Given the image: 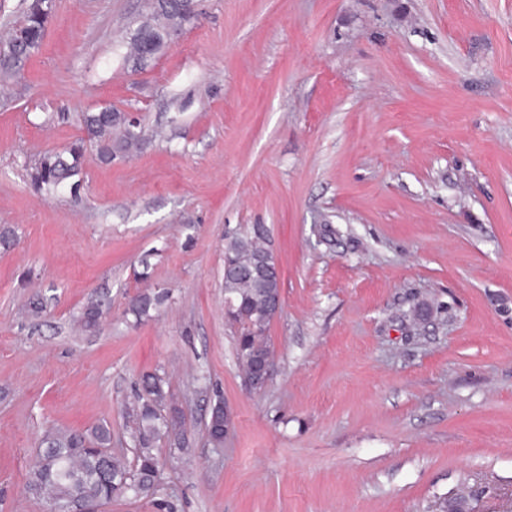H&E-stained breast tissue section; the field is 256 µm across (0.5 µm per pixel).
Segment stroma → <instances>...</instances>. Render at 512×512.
Segmentation results:
<instances>
[{"label":"stroma","mask_w":512,"mask_h":512,"mask_svg":"<svg viewBox=\"0 0 512 512\" xmlns=\"http://www.w3.org/2000/svg\"><path fill=\"white\" fill-rule=\"evenodd\" d=\"M141 9L56 0L0 96V512H47L27 479L49 429L106 423L131 454L153 371L183 411L186 447L156 445L177 512H440L461 491L512 512V0H199L142 70L118 46ZM105 106L141 150L35 193L38 155ZM256 224L283 284L260 392L224 317V243ZM148 289L170 299L135 321Z\"/></svg>","instance_id":"obj_1"}]
</instances>
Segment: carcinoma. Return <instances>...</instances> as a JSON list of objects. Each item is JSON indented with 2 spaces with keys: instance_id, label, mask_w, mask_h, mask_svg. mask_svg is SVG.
Masks as SVG:
<instances>
[{
  "instance_id": "cac0c4a2",
  "label": "carcinoma",
  "mask_w": 512,
  "mask_h": 512,
  "mask_svg": "<svg viewBox=\"0 0 512 512\" xmlns=\"http://www.w3.org/2000/svg\"><path fill=\"white\" fill-rule=\"evenodd\" d=\"M50 14L30 4L22 15L0 32V83L20 75L24 63L42 46ZM190 17L181 0H148L146 12L137 19L128 37L127 60L139 67L162 54L168 37L180 30ZM151 36L149 47L140 46L141 34ZM81 124L87 138H79L60 151H47L34 162L30 183L35 191L55 194L65 186L76 190L74 178L82 171L87 147L97 158L110 163L137 152L143 141L140 123L123 111L108 107L106 112H85ZM267 231L253 227L224 244V302L230 314L242 322L236 336V354L249 377L260 376L271 365L272 353L267 329L276 316V296L281 288L277 271L265 279L252 275L257 259L268 250ZM170 298L167 291L143 292L130 302L128 311L136 319L151 316ZM102 310L91 303L78 320L84 330L97 331ZM137 399L126 406L125 419L135 443V455L127 460L110 451L112 430L104 425L89 433L53 430L45 434L44 448L28 477V488L43 497L49 506L67 505L72 509H92L99 504L125 496L130 487L134 494L149 498L156 494V475L160 458L154 444L172 442L182 426L180 410L170 402L166 377L147 372L140 378ZM212 425L209 442L224 445V402H216L210 411Z\"/></svg>"
}]
</instances>
